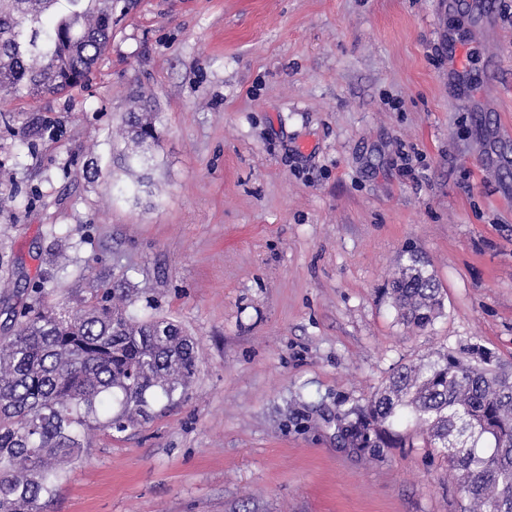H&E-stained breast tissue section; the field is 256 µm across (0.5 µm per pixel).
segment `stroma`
<instances>
[{"mask_svg": "<svg viewBox=\"0 0 512 512\" xmlns=\"http://www.w3.org/2000/svg\"><path fill=\"white\" fill-rule=\"evenodd\" d=\"M124 2L85 86L0 101V336L123 279L197 370L186 402L96 431L43 512H463L436 451L360 454L336 416L440 350L512 364V16ZM457 44L477 50L461 73ZM140 109L161 133L146 172L112 154ZM413 254L444 302L422 330L386 294Z\"/></svg>", "mask_w": 512, "mask_h": 512, "instance_id": "obj_1", "label": "stroma"}]
</instances>
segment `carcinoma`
<instances>
[{
  "label": "carcinoma",
  "mask_w": 512,
  "mask_h": 512,
  "mask_svg": "<svg viewBox=\"0 0 512 512\" xmlns=\"http://www.w3.org/2000/svg\"><path fill=\"white\" fill-rule=\"evenodd\" d=\"M112 41V0H0V100H36L81 84ZM122 138L158 144L150 112H128ZM407 327L442 312L434 276L409 257L391 280ZM126 283H101L74 305L27 308L0 337V512H42L91 447L93 432L124 433L154 407L186 400L195 343L164 318H138ZM448 460L468 500L464 512H512V373L481 345L404 365L359 410L337 416L344 444L360 451L412 448L404 417Z\"/></svg>",
  "instance_id": "obj_1"
}]
</instances>
